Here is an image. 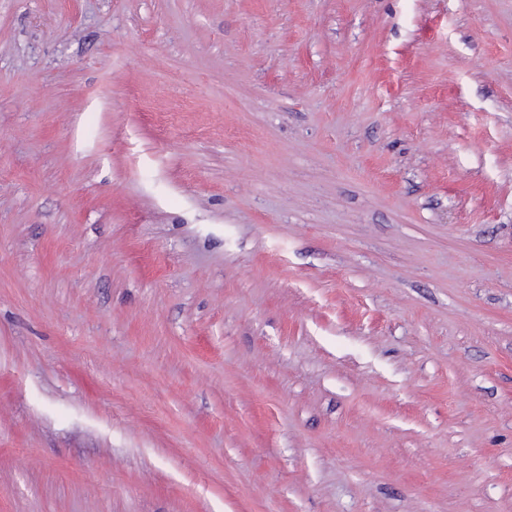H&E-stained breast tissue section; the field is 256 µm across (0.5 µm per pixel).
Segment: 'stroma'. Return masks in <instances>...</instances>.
Masks as SVG:
<instances>
[{"label": "stroma", "mask_w": 512, "mask_h": 512, "mask_svg": "<svg viewBox=\"0 0 512 512\" xmlns=\"http://www.w3.org/2000/svg\"><path fill=\"white\" fill-rule=\"evenodd\" d=\"M0 512H512V0H0Z\"/></svg>", "instance_id": "35a3bbf8"}]
</instances>
